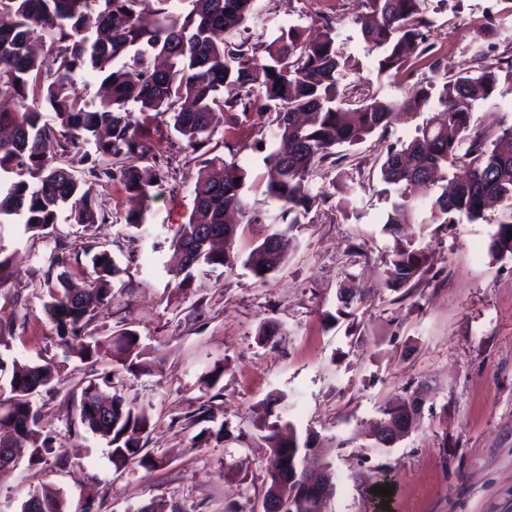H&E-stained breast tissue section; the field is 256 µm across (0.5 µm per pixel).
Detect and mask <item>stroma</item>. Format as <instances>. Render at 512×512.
Instances as JSON below:
<instances>
[{
  "label": "stroma",
  "mask_w": 512,
  "mask_h": 512,
  "mask_svg": "<svg viewBox=\"0 0 512 512\" xmlns=\"http://www.w3.org/2000/svg\"><path fill=\"white\" fill-rule=\"evenodd\" d=\"M483 0H426L440 73L472 61ZM362 0H256L244 32L262 45L282 29L316 35L336 28V45L354 60L339 77L353 96L406 97L432 73L426 61L394 76L378 72L355 24ZM495 106L478 105L474 130L491 135L512 126V84L501 83ZM417 118H402L324 162L311 183L316 196L296 224H274L276 211L261 184L264 158L278 148L267 115L225 111L212 138L214 154L235 158L248 173L252 209L260 220L240 222L230 245L247 256L272 232L285 243L287 262L267 285L240 266L194 270L177 290L169 273L171 240L187 223L191 192L204 155L165 126L143 140L156 156L159 186L145 210L143 230L128 227L135 207L119 179H88L108 221L83 228L59 221L37 235L10 225L0 253L11 277L0 284V358L25 357L56 366L52 390L38 398L51 451L36 464L20 459L0 481V512H20L35 491H62L67 512H137L164 500L178 512H263L270 450L259 425L279 419L299 439L314 437L308 468H331L334 485L325 512H512V258L496 259L488 242L499 208L479 224L407 226L426 248L425 273L397 291L385 279L394 247L383 224L391 210L378 177L386 145L412 138ZM353 190L340 205L343 187ZM94 241L106 244L120 268L115 297L90 324L102 348L94 360L59 347L43 310L47 281L55 277V249L73 256ZM357 286L363 299L339 300ZM277 321L280 336L258 339L260 325ZM136 331L151 368L124 371L110 340ZM224 373L216 385L215 368ZM114 376L119 393L145 407L151 426L141 442L161 458L153 471L115 469L106 441L75 416L70 390ZM424 391L421 416L408 436L390 446L369 431L381 407ZM208 407L220 438L201 443L192 420ZM391 487L388 496L374 486Z\"/></svg>",
  "instance_id": "obj_1"
}]
</instances>
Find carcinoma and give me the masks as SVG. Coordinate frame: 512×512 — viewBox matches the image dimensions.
I'll use <instances>...</instances> for the list:
<instances>
[{"mask_svg": "<svg viewBox=\"0 0 512 512\" xmlns=\"http://www.w3.org/2000/svg\"><path fill=\"white\" fill-rule=\"evenodd\" d=\"M185 14L169 10L170 0H0V126L11 130L0 139V172L15 175L0 187V230L19 220L37 234L54 226L61 212L66 221L89 226L108 222L90 192L83 189L72 164L58 155L73 152L91 177H119L126 191L150 198L157 186L155 166L139 165L149 159L140 131L158 122L198 151L211 144L218 112L240 107L247 113L254 103L271 111L273 136L287 144V152L269 153L264 163L268 178L263 194L279 211V220L299 223L314 202L309 189L315 169L336 155L335 148L354 144L378 129L386 130L400 112L422 115L416 135L387 148L380 167L382 181L395 187L384 230L393 235L388 283L403 288L422 277L423 251L414 241L399 238L405 224H454L484 220L491 203L502 205L501 220L491 235L489 252L500 259L512 257V127L491 144L471 129L474 106L495 100L500 76L512 84V58L491 53L490 41L499 28L490 19L479 26L477 38L487 45L472 64L450 79H434L400 101L375 97L361 100L358 111L342 108L338 76L353 67L352 59L336 47V27L327 21L315 39L294 27L264 45L265 57L243 39L229 42L217 35L246 28L255 0H188ZM426 0H366L367 11L355 19L364 42L379 52L378 72L407 71L426 59L431 21ZM52 36L49 56L33 51V42ZM86 73L103 75L107 94L89 99L78 86ZM39 90L53 113V122L27 105L29 91ZM139 118L132 119V107ZM60 153L51 154L50 144ZM127 160L118 170L103 168L84 151ZM221 166L220 178L205 177L193 190L189 223L176 231L172 247L179 262L172 269L176 286L189 287L193 271L202 266L232 268L237 258L208 244L193 246L198 228L214 230L229 241L238 225L226 221L232 212L259 221L249 206L247 172L238 161L221 156L205 159ZM440 190L419 202L408 194L418 184ZM272 233L252 249L243 265L264 284L279 271L285 255L266 247ZM195 253L184 257L189 247ZM84 277L76 284L66 272L48 287L43 308L54 322L60 345L79 348L93 359L98 344L87 327L114 298V279L120 273L112 254L102 245L84 248ZM137 332L124 329L116 339L113 358L130 372L146 373ZM55 367L15 358L11 373L0 380V447L25 448L29 462L50 451L43 434L36 397L54 379ZM92 380L73 393L80 423L104 439L115 469L136 464L147 470L161 459L142 452L141 435L150 416L115 392L107 395ZM269 444L264 499L284 500V512H323V503L302 493L307 474L299 467L293 430L283 433L281 420L265 423Z\"/></svg>", "mask_w": 512, "mask_h": 512, "instance_id": "1", "label": "carcinoma"}]
</instances>
